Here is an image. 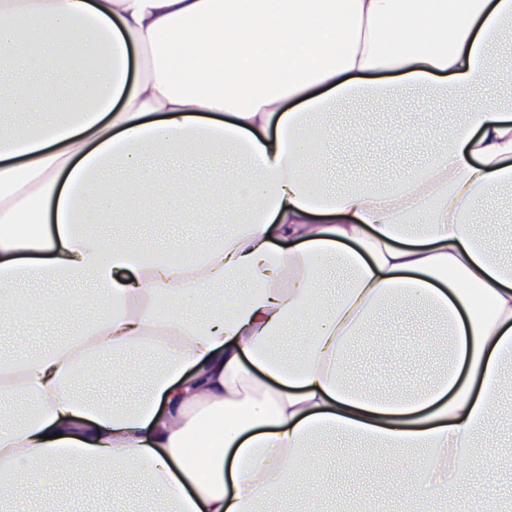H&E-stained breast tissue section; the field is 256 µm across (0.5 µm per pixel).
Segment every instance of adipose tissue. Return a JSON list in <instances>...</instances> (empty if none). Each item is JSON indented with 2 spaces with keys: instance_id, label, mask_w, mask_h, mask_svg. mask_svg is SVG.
I'll list each match as a JSON object with an SVG mask.
<instances>
[{
  "instance_id": "ef3b65f1",
  "label": "adipose tissue",
  "mask_w": 512,
  "mask_h": 512,
  "mask_svg": "<svg viewBox=\"0 0 512 512\" xmlns=\"http://www.w3.org/2000/svg\"><path fill=\"white\" fill-rule=\"evenodd\" d=\"M512 0H0V334L102 309L50 349L0 360V507L95 468L141 474L167 512L275 504L314 438L363 440L446 501L486 494L475 441L512 367V262L477 212H512ZM389 71L386 80L373 79ZM454 120L332 128L343 103L408 93ZM435 143L400 180L337 185L333 144ZM99 224H221L219 236L106 237ZM346 274L336 291L330 272ZM423 306L448 340L413 387L354 384L383 305ZM153 359L128 407L80 395Z\"/></svg>"
}]
</instances>
